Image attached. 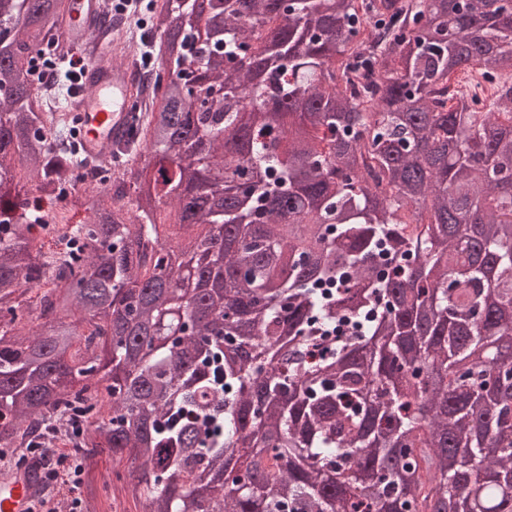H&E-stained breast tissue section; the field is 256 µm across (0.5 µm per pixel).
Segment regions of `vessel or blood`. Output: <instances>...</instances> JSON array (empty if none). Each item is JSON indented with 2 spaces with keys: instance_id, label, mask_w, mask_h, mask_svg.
<instances>
[{
  "instance_id": "b4317fda",
  "label": "vessel or blood",
  "mask_w": 512,
  "mask_h": 512,
  "mask_svg": "<svg viewBox=\"0 0 512 512\" xmlns=\"http://www.w3.org/2000/svg\"><path fill=\"white\" fill-rule=\"evenodd\" d=\"M98 13V0H72L70 10L55 27L82 60L74 108L82 150L86 157L96 159L103 158L106 148L124 136L137 92L132 65L112 61L119 44H93L88 39V24ZM40 491L37 467L0 471V512H30Z\"/></svg>"
}]
</instances>
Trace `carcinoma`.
Returning <instances> with one entry per match:
<instances>
[{"mask_svg": "<svg viewBox=\"0 0 512 512\" xmlns=\"http://www.w3.org/2000/svg\"><path fill=\"white\" fill-rule=\"evenodd\" d=\"M63 8L0 0V446L145 512H512V0H153L93 187L30 79Z\"/></svg>", "mask_w": 512, "mask_h": 512, "instance_id": "carcinoma-1", "label": "carcinoma"}]
</instances>
